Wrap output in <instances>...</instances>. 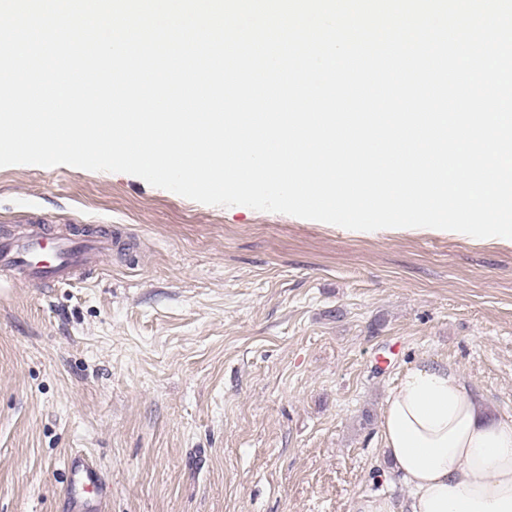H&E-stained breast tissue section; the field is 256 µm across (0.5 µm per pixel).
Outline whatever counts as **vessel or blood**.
<instances>
[{
    "label": "vessel or blood",
    "mask_w": 512,
    "mask_h": 512,
    "mask_svg": "<svg viewBox=\"0 0 512 512\" xmlns=\"http://www.w3.org/2000/svg\"><path fill=\"white\" fill-rule=\"evenodd\" d=\"M111 248L106 233L78 239L62 230L50 234L33 226L21 236L0 238V273L20 283L81 282L90 279ZM69 471L76 496L101 495V478L86 458L71 457Z\"/></svg>",
    "instance_id": "obj_1"
}]
</instances>
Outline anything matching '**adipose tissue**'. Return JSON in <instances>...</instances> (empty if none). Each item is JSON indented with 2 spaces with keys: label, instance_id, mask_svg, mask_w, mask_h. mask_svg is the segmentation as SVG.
I'll return each mask as SVG.
<instances>
[{
  "label": "adipose tissue",
  "instance_id": "adipose-tissue-1",
  "mask_svg": "<svg viewBox=\"0 0 512 512\" xmlns=\"http://www.w3.org/2000/svg\"><path fill=\"white\" fill-rule=\"evenodd\" d=\"M379 438L409 494L398 504L361 496L354 512H512V420L491 416L448 365L425 361L403 374L385 399Z\"/></svg>",
  "mask_w": 512,
  "mask_h": 512
}]
</instances>
